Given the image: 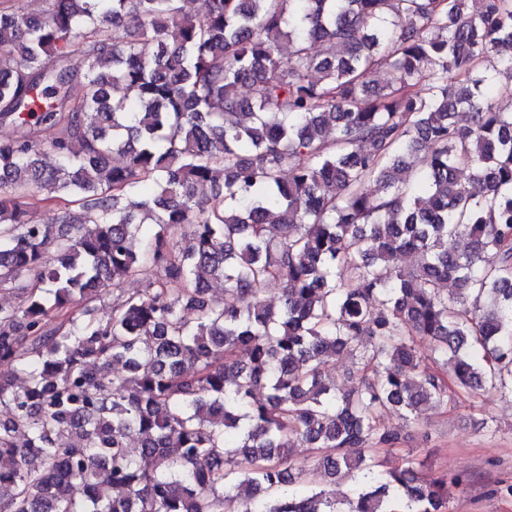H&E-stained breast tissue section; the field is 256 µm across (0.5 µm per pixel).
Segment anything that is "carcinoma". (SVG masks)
Listing matches in <instances>:
<instances>
[{
	"label": "carcinoma",
	"mask_w": 512,
	"mask_h": 512,
	"mask_svg": "<svg viewBox=\"0 0 512 512\" xmlns=\"http://www.w3.org/2000/svg\"><path fill=\"white\" fill-rule=\"evenodd\" d=\"M38 2L0 0V512H448L463 476L372 452L451 385L512 393V0ZM47 195L46 191L34 190L31 202H34L32 209V218L36 223L39 224H55L58 212L61 210L76 209L73 204H65V202H54L51 204L43 203L39 199L44 198Z\"/></svg>",
	"instance_id": "1"
}]
</instances>
